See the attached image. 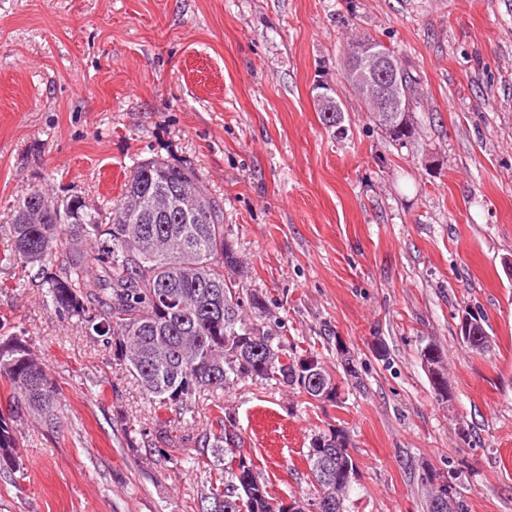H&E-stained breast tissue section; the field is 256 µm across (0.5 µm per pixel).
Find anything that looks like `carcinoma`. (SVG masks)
Masks as SVG:
<instances>
[{
    "instance_id": "cac0c4a2",
    "label": "carcinoma",
    "mask_w": 512,
    "mask_h": 512,
    "mask_svg": "<svg viewBox=\"0 0 512 512\" xmlns=\"http://www.w3.org/2000/svg\"><path fill=\"white\" fill-rule=\"evenodd\" d=\"M395 79L401 96L412 100L413 80L399 63ZM398 121L405 126L376 119L393 141L404 143L414 135L411 113H401ZM174 192L195 200V209L177 207L154 218L151 198ZM74 201L40 190L19 199L0 264L33 271L47 304L86 322L94 340L112 344L147 395L189 412L197 395L247 378L275 380L314 402L336 401L337 384L317 356L288 350L265 322V297L244 290L245 266L224 235L222 209L193 168L159 158L139 162L125 183L121 206L92 209L82 202V224L70 223ZM216 290L224 297L218 316L208 309V295ZM307 359L329 391L324 399L301 375L299 365ZM0 381L10 389L12 412L60 426L58 390L18 336L0 338ZM214 407L215 421L202 432L201 443L219 477L201 492L200 502L219 505L216 512H299V500L285 504L272 497L236 417L220 403ZM17 440L14 426L0 416V468L17 465ZM305 460L313 487L309 504L316 512H345L351 481L337 477L352 463L346 431L333 426L315 433ZM247 476L252 484L241 497ZM338 482L341 490H330Z\"/></svg>"
}]
</instances>
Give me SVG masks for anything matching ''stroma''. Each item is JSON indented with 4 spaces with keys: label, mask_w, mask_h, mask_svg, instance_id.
<instances>
[{
    "label": "stroma",
    "mask_w": 512,
    "mask_h": 512,
    "mask_svg": "<svg viewBox=\"0 0 512 512\" xmlns=\"http://www.w3.org/2000/svg\"><path fill=\"white\" fill-rule=\"evenodd\" d=\"M357 35L415 81L407 144L344 78ZM322 81L340 128L320 120ZM151 157L197 171L289 348L339 381L346 343L363 386L316 407L249 379L197 398L188 425L27 268L0 265V336L28 341L61 418L19 419L0 512H200L210 468L191 460L219 403L273 497L309 491L303 453L334 425L358 470L347 512H426L427 469L467 512H512V0H0V246L31 191L116 204ZM465 308L487 350L461 341Z\"/></svg>",
    "instance_id": "stroma-1"
}]
</instances>
